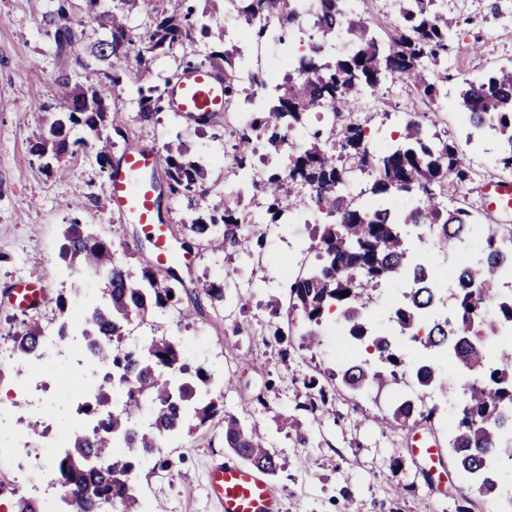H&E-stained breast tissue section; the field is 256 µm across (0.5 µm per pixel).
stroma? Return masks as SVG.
Listing matches in <instances>:
<instances>
[{
    "label": "stroma",
    "instance_id": "35a3bbf8",
    "mask_svg": "<svg viewBox=\"0 0 512 512\" xmlns=\"http://www.w3.org/2000/svg\"><path fill=\"white\" fill-rule=\"evenodd\" d=\"M195 13L212 15L208 35L174 48L152 64L149 80L163 85L169 71L180 62L213 67V51L223 49L224 30L236 23L227 12L225 0H186ZM116 0H97L95 19H87L85 0H66V9L75 22H82L83 34L73 52L58 55L53 41L50 16L57 0H0V345L8 346L16 333L30 322L59 328L61 323L77 326L83 311L80 294H91L94 279L69 270L58 258L61 232L65 224L79 221L101 238L112 242L116 258L139 269L150 259L154 246L142 225L125 222L114 213L109 198L110 171L95 162L96 150L87 145L66 155L65 176L45 173L30 142L48 130L57 118L58 84L63 77L79 73L80 58L108 32V17ZM447 8L470 16L471 24L460 29L461 42L479 39L478 53L460 52L448 58L452 74L441 93L440 130L458 143L463 158L477 177L466 189V207L484 224H512V214L487 211L482 189L485 184L512 180V172L496 162L498 144L491 138L467 139L469 123L456 106L460 89L481 81L500 66L512 65V0H448ZM121 81L106 85L103 94L110 120L122 130L111 149L120 160L132 145L165 153L168 145L185 142L190 155L206 162L207 194L191 199L164 195L160 214L168 224L174 267L197 294L198 309L184 321L168 311L146 317L138 332L140 340L173 336L190 352L188 363L210 374L206 398L215 414L192 431L161 442L159 455L143 461L132 476L140 512H153L164 504L166 512H218L208 496L206 477L212 461L228 456L224 446V419L239 417L267 432L276 453L279 469L270 480L280 493L284 512H456L463 484L457 476L448 436L454 426V412L445 397L425 398L426 406L437 407L436 418L403 427H383L376 423L379 396H362L331 378L337 367L342 338L335 321L323 327L318 347H300L298 336L279 344L269 336L273 316L267 305L270 296L283 295L284 267L296 261L313 263L309 230L302 224L276 228L267 239L265 253L232 258L213 254L202 244L191 251L181 247L182 225L221 208L224 196L237 188L228 176L224 149L229 135L223 122L199 125L171 110H163L151 121L136 119L139 110L137 88L141 83L135 55L116 63ZM39 261L51 297L64 295L66 315L54 304L24 312L12 305L10 289L30 274L31 261ZM240 282L252 303L240 312L235 299L212 305L203 289L225 277ZM242 323L244 333L232 335V323ZM37 360L24 369L0 360V512H13L24 488L15 483L18 460L10 447L14 435L29 433L37 445L51 440L58 429L83 420L82 405L88 396L83 384L73 382V369L59 360L47 370L50 388L45 396L48 416L45 433L33 423V408L26 385L37 374ZM319 377L327 394L322 418L307 410L309 376ZM291 416L296 425L289 431L276 428L280 415ZM422 432L442 448L443 461L452 478L446 495L428 498L408 448L413 432Z\"/></svg>",
    "mask_w": 512,
    "mask_h": 512
}]
</instances>
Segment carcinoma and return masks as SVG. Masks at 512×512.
<instances>
[{
    "instance_id": "cac0c4a2",
    "label": "carcinoma",
    "mask_w": 512,
    "mask_h": 512,
    "mask_svg": "<svg viewBox=\"0 0 512 512\" xmlns=\"http://www.w3.org/2000/svg\"><path fill=\"white\" fill-rule=\"evenodd\" d=\"M140 2L151 20L148 41L136 54L143 77L158 54L210 30L206 15L181 10L183 0ZM399 2V24L380 39L364 20L354 17L347 0H313L315 44L297 57L294 71L274 86L276 96L269 101L240 89L238 62L245 55L238 45L226 44L212 57L224 62L229 98H243L259 117L231 131L239 198L247 192L262 196L269 223L276 226L312 206L324 214V221L312 224L310 249L316 252V264L289 284V309H281L280 298H271L272 313L282 321L270 325L269 335L280 344L286 342L289 313H299L304 327L300 347L314 348L320 345L327 314L334 311L340 335L348 343L365 344L368 354L341 367L340 379L348 389L392 388L407 373L417 377L425 390L446 393L445 377L432 362L406 360L395 351L390 336L377 331L368 317L375 291L397 282L407 285L389 309L388 322L427 353H436L435 346L444 344L443 352L453 360L460 396L449 446L458 470L473 479V489L461 493L456 509L471 512L472 492L486 500L502 498L491 462L503 454L512 459V447H504L512 433V345L503 342L495 353H488V338L496 340L512 332V292L500 291V278L512 273V226L500 230L472 219L458 194L473 182V172L462 161L456 141L437 130L436 112L418 109L436 103L440 87L448 84V66L441 62L461 50L460 18L448 15L443 0ZM306 11L307 0H235L233 16L245 30L283 44ZM109 27V37L89 48L94 64L84 66L83 79L62 78L64 112L48 132L33 138L31 152L44 160L48 171L70 146L86 144L82 137L70 140L78 127L100 143L98 165L105 168L111 163L114 143L104 134L108 115L99 87L119 82L112 60L129 53L136 35L116 13ZM342 31L356 44L355 51L344 56L335 52ZM53 39L59 53L79 42L62 4ZM398 80L407 87L411 109L390 139L373 143L357 114L368 94ZM138 93L137 118L148 122L162 111L163 97L155 86L141 87ZM459 107L474 128L495 133L500 142L498 162L512 171V66L469 84L460 93ZM326 108L333 114L331 123L307 132L308 116ZM289 132L304 133L306 139L291 155L288 167L254 179V141L265 140L271 158L281 154ZM187 155L182 142L167 148L169 193L204 195L205 165ZM365 175L370 181L360 196L367 200L357 202L346 192ZM303 187L312 189L314 196L304 198ZM445 197L457 206L445 207ZM182 228L183 234L227 257L261 250L265 239L262 225L244 221L231 202ZM435 252L456 257L459 281L454 287H442L432 275L430 259ZM59 258L70 269L102 275L97 304L88 309L81 328L91 339L105 337L97 345L96 357L112 367V385L123 391V399L112 409L102 391L82 406L83 413L94 419L98 434L75 436L58 460L61 477L71 482L62 497L64 512H109L112 506L120 512H138L129 489L135 461L155 454L163 438L181 432L189 415L204 424L212 417V406L197 402L196 381H204V372L199 368L193 375L188 373L177 341L153 337L132 348L125 342L126 332L132 320H142L152 311L174 309L179 316H188L191 307L183 299L194 293L173 269L144 264L139 272L132 271L114 257L110 245L76 221L65 225ZM12 341L17 355L35 354L42 349V331L33 323ZM305 387L314 411L325 402L324 388L314 377ZM147 400L154 413L143 425L137 417ZM435 414L434 407L395 403L380 423L403 424L410 419L430 423ZM224 444L249 465L272 473L279 468L266 436L236 417L224 418ZM15 507L16 512H47L43 501L32 496L17 499Z\"/></svg>"
}]
</instances>
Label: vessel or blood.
<instances>
[{"label": "vessel or blood", "instance_id": "vessel-or-blood-1", "mask_svg": "<svg viewBox=\"0 0 512 512\" xmlns=\"http://www.w3.org/2000/svg\"><path fill=\"white\" fill-rule=\"evenodd\" d=\"M166 96L172 111L193 119L210 118L224 109V79L212 70L197 67L180 84L170 88ZM159 161L155 151L136 145L130 147L112 172L111 195L112 204L123 219L143 225L154 241L155 260L162 262L170 251L169 238L158 215L154 188L147 179ZM484 198L492 208L512 210V183L488 184ZM46 297L44 278L40 275L19 281L11 290L12 302L22 310L38 307ZM409 454L418 465L428 494L444 492L448 471L435 444L421 433H414ZM207 489L221 512H282L281 499L266 473L232 458L209 469Z\"/></svg>", "mask_w": 512, "mask_h": 512}]
</instances>
